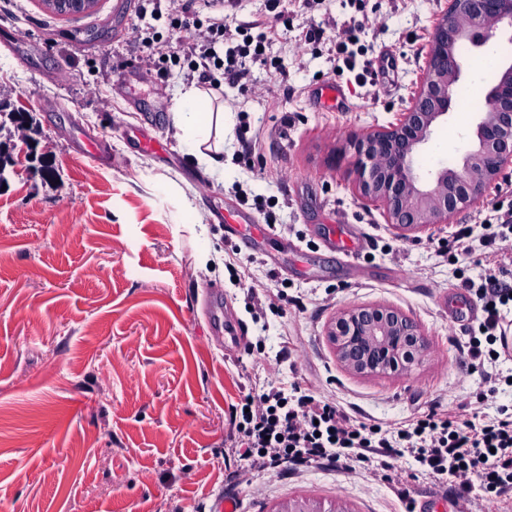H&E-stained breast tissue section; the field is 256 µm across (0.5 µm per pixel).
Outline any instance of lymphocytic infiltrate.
<instances>
[{
    "mask_svg": "<svg viewBox=\"0 0 512 512\" xmlns=\"http://www.w3.org/2000/svg\"><path fill=\"white\" fill-rule=\"evenodd\" d=\"M177 27L194 29L188 42L172 46V56L188 58L192 70L223 69L225 78L241 80L247 62L264 59L276 25L263 20L240 22L215 16L207 25H192L188 12L175 16ZM227 43L217 55V42ZM488 310L476 335L462 339L461 354L480 390L475 407L448 416L439 407L406 420L383 425L350 415L314 391L301 378L288 385L261 386L231 406L230 435L224 443V483L236 489L243 473L277 470L292 474L312 466L371 473L388 480L391 462L407 465L398 494L413 507L411 487L425 477L463 494L481 491L493 500L512 493V405L498 404L503 384L511 381L500 367L499 343L506 340L502 306L512 303V289L500 288L495 277L477 288Z\"/></svg>",
    "mask_w": 512,
    "mask_h": 512,
    "instance_id": "1",
    "label": "lymphocytic infiltrate"
}]
</instances>
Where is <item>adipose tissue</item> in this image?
<instances>
[{
	"mask_svg": "<svg viewBox=\"0 0 512 512\" xmlns=\"http://www.w3.org/2000/svg\"><path fill=\"white\" fill-rule=\"evenodd\" d=\"M172 122L181 143L196 162L212 173L224 171V110L213 107L202 88L180 89L172 112Z\"/></svg>",
	"mask_w": 512,
	"mask_h": 512,
	"instance_id": "adipose-tissue-1",
	"label": "adipose tissue"
}]
</instances>
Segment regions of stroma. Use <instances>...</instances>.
Listing matches in <instances>:
<instances>
[{
	"label": "stroma",
	"instance_id": "1",
	"mask_svg": "<svg viewBox=\"0 0 512 512\" xmlns=\"http://www.w3.org/2000/svg\"><path fill=\"white\" fill-rule=\"evenodd\" d=\"M448 0H364L358 46L370 67L336 72L329 18L349 0L308 11L283 0L287 36L236 85L224 107V173L196 165L171 126L186 63L137 47L140 0H99L94 13H47L40 0L0 11V151L13 169L0 187V512H276L291 498L352 512H404L390 481L315 466L296 475L244 476L224 486L229 408L257 376L304 378L361 420L394 423L433 405L460 412L478 389L458 340L485 313L471 289L499 253L471 258L451 233L479 239L498 204L401 236L382 207L358 198L340 137L396 122L424 74L433 23ZM314 29L315 42H299ZM345 102L322 109L320 83ZM22 113L19 133L9 115ZM479 118L453 106L423 150L422 168L454 163ZM106 143L97 164L77 135ZM153 149H146V142ZM184 191L203 217L184 213ZM251 213L269 234L224 231ZM363 245L345 257L333 243ZM221 290L222 312L206 304ZM391 305L414 319L430 354L410 377L343 372L325 335L340 308ZM235 321L225 344L215 319ZM289 362L277 363L282 346Z\"/></svg>",
	"mask_w": 512,
	"mask_h": 512
}]
</instances>
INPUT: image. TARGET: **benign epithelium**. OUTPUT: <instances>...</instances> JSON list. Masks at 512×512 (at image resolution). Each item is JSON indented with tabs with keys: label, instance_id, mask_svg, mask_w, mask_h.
Instances as JSON below:
<instances>
[{
	"label": "benign epithelium",
	"instance_id": "7a95c632",
	"mask_svg": "<svg viewBox=\"0 0 512 512\" xmlns=\"http://www.w3.org/2000/svg\"><path fill=\"white\" fill-rule=\"evenodd\" d=\"M99 0H41L59 16H83ZM512 43V0H448L428 44L425 74L409 107L394 124L354 133L338 147L350 158L357 194L383 207L387 223L401 234L448 224L460 211L484 201L491 185L512 164V59L484 94L485 107L454 167L423 173L419 156L448 120L464 68L460 48H480L493 39ZM336 362L363 378H407L428 357L420 326L397 308L367 304L339 310L326 326ZM277 512H351L335 500L327 511L311 500H290Z\"/></svg>",
	"mask_w": 512,
	"mask_h": 512
}]
</instances>
